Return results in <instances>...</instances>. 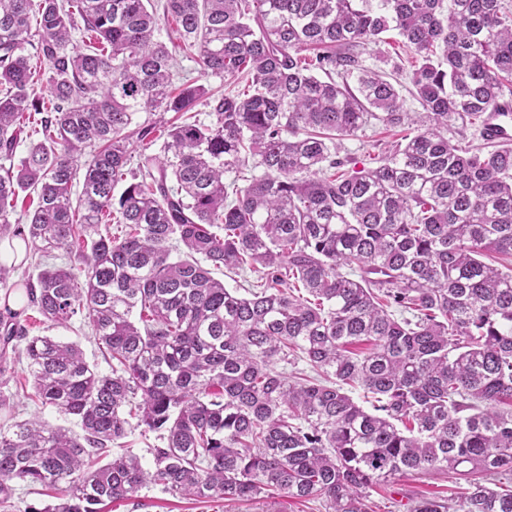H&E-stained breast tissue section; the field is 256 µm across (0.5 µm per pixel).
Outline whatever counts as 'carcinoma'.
Segmentation results:
<instances>
[{"instance_id": "1", "label": "carcinoma", "mask_w": 512, "mask_h": 512, "mask_svg": "<svg viewBox=\"0 0 512 512\" xmlns=\"http://www.w3.org/2000/svg\"><path fill=\"white\" fill-rule=\"evenodd\" d=\"M358 2L165 0L200 68L247 83L205 124L181 119L208 90L172 87L154 0H0V157L12 160L24 113H46L43 139L0 175V241L78 254L79 268L26 284L29 306L54 324L82 315L112 361L102 374L77 344L0 316L35 398L83 431L39 418L0 428V507L37 484L57 502L28 512H101L150 487L368 512L388 478L448 472L465 490L409 512H512V409H500L512 403V275L484 261L512 258V150L470 154L445 135L512 83V5ZM79 21L95 38L82 50ZM33 24L48 109L31 88ZM391 30L413 52L416 132L376 167L321 177L348 163L341 137L404 124L395 85L359 61ZM316 70L355 72L356 87ZM158 109L176 116L148 154L154 126L134 120ZM135 141L144 174L116 196ZM250 162L261 175L224 183ZM28 190L37 206L14 225ZM111 213L124 235L98 230ZM247 266L264 276L247 297L212 276ZM363 342L367 353L350 350ZM298 359L316 376L276 369ZM137 430L161 441L149 467L129 450L98 465Z\"/></svg>"}]
</instances>
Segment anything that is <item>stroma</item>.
<instances>
[{"mask_svg":"<svg viewBox=\"0 0 512 512\" xmlns=\"http://www.w3.org/2000/svg\"><path fill=\"white\" fill-rule=\"evenodd\" d=\"M157 36L169 49L176 52L174 84L192 81L217 96L230 90L229 81L201 71L193 52L184 48L175 22L161 21ZM360 63L363 68L370 70L381 69L386 64L406 69L410 66L411 54L402 44L397 32L393 31L388 34L386 41L366 46L361 54ZM404 110L411 117L409 123L389 127L381 122L371 121L355 135L342 140L341 156L349 158L360 168L377 166L392 145L412 133L414 120L419 119L424 113L419 102L410 96L405 99ZM19 320L26 326L29 335L53 336L76 343L89 364L95 365L101 373H110L111 366L99 349L91 326L84 318L76 316L66 324L54 325L46 322L36 310L28 308L21 312ZM0 392L13 395L20 418L27 419L37 414L51 425L67 428L76 435L81 434V425L76 419L62 416L48 407L39 408L38 404L31 400L32 382L27 371V363L18 359L11 350L0 356ZM462 485V480L451 473L399 475L370 490L368 506L371 512H407V505L414 498L434 495L451 497ZM106 512H263V506L256 502L199 503L157 488H150L141 490L131 500L109 504Z\"/></svg>","mask_w":512,"mask_h":512,"instance_id":"obj_1","label":"stroma"}]
</instances>
